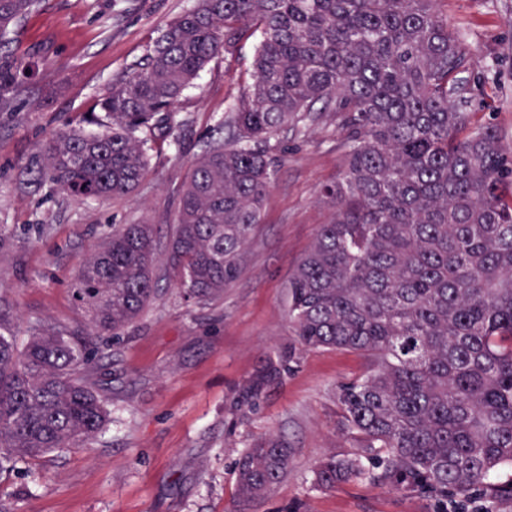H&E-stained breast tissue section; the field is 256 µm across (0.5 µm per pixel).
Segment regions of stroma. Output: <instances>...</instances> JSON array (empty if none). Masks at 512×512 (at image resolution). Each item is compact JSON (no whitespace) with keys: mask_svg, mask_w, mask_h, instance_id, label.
I'll return each instance as SVG.
<instances>
[{"mask_svg":"<svg viewBox=\"0 0 512 512\" xmlns=\"http://www.w3.org/2000/svg\"><path fill=\"white\" fill-rule=\"evenodd\" d=\"M196 0H42L12 47L38 65L28 94L0 112V332L25 343L35 323L76 327L78 268L118 224H151L166 236L177 192L250 82L256 38L236 57L214 58L177 107L180 142L151 151L131 194L84 200L50 182L41 145L63 120L87 112ZM439 11L470 55V122L490 123L512 147V0H440ZM279 159L261 224L235 278L210 305L185 302L158 252L159 292L119 339L101 336L98 378L110 422L88 447L60 449L0 478V512H236L235 468L265 438L290 450L288 471L245 512H434L427 499L354 482L313 483L325 455L356 452L338 425L336 388L362 377L356 353L303 348L288 319V282L332 209L321 187L344 168L333 124L269 143ZM279 367L258 397L250 387L267 362Z\"/></svg>","mask_w":512,"mask_h":512,"instance_id":"35a3bbf8","label":"stroma"}]
</instances>
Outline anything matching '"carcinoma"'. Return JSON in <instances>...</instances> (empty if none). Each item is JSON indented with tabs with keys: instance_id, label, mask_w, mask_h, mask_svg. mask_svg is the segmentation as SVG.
<instances>
[{
	"instance_id": "obj_1",
	"label": "carcinoma",
	"mask_w": 512,
	"mask_h": 512,
	"mask_svg": "<svg viewBox=\"0 0 512 512\" xmlns=\"http://www.w3.org/2000/svg\"><path fill=\"white\" fill-rule=\"evenodd\" d=\"M437 2L198 0L94 102L111 130L41 145L39 176L58 189L132 192L148 143L177 141L175 108L199 72L260 33L252 82L183 182L166 245L150 224H122L81 264L73 296L92 332L37 324L22 348L0 334V473L97 437L109 411L96 337L153 300L155 252L186 299L223 297L269 194L265 146L325 121L346 164L322 188L333 215L288 284V312L302 346L356 352L369 368L337 391L359 452L320 460L316 483L369 481L435 512L512 507V149L493 124L470 126L467 51ZM40 3L0 0V110L28 93L34 63L9 44ZM289 461L272 438L246 449L238 504L264 498Z\"/></svg>"
}]
</instances>
